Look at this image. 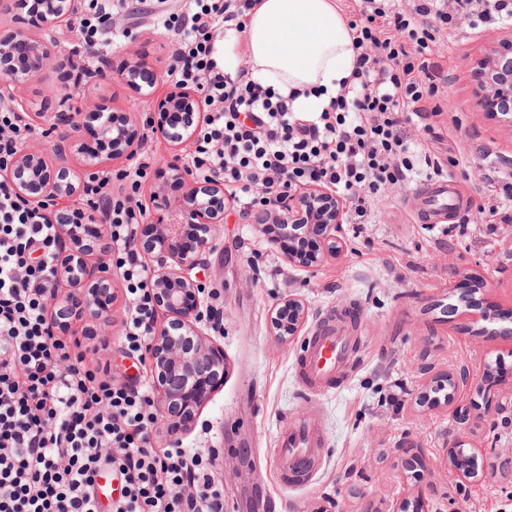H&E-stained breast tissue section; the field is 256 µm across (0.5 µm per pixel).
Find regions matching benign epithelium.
<instances>
[{
    "mask_svg": "<svg viewBox=\"0 0 512 512\" xmlns=\"http://www.w3.org/2000/svg\"><path fill=\"white\" fill-rule=\"evenodd\" d=\"M18 49L31 60L33 73L53 65L51 48L19 30L11 43L0 44V75L12 82L19 83L22 77L5 65L4 58ZM470 67L474 73L476 107L494 120L512 124V41L493 46ZM174 114L186 116L179 128L170 121ZM88 119L97 123L98 139L112 144L110 160L134 154L137 138L134 124L115 126L98 113L88 114ZM203 120L198 100L184 92L165 99L159 111L151 113L148 125L152 135L186 146L195 143ZM80 124L81 120L72 112H57L50 123L52 150L61 165L50 166L43 154L22 150L10 165L0 168V177L12 181L19 194L38 208L57 206L60 201L74 196L77 188L63 163L66 150L81 151L73 141V133ZM169 180L182 182L185 191L172 200L164 198L170 218L150 223L151 235L136 240V247L148 259L150 287L163 315L146 353L158 411L162 416H178L186 429L211 392L222 385L226 371L223 350L200 327L202 308L208 309L210 305L201 297L204 290L195 272L206 254L216 247V232L224 223L226 204L224 184L216 178L197 181L177 153L157 164L149 185L151 198L160 197ZM342 216L343 202L321 186L290 191L284 199L267 208L269 223L305 226L307 233L326 244V252L304 255L291 244L284 249L281 242L272 238L268 243L282 250L291 266H316L323 261L325 253H336V239L343 230ZM55 221L61 226L64 247L58 257L54 287L46 289L49 304L64 310L79 305L80 314L95 319L102 335L110 340L112 315L99 303V298L109 295L112 287L110 269L103 261L108 254L104 234L100 232L93 239L85 237L75 226L65 223L62 211L55 214ZM188 226L199 230L196 242L190 246L183 240ZM308 315L306 304L290 295L272 308L270 322L275 335L289 341L299 333ZM469 381L470 375L464 371L448 374L447 404H452L455 394ZM474 457L475 453L467 451L466 441L460 435L444 448V463L458 478V486L478 480Z\"/></svg>",
    "mask_w": 512,
    "mask_h": 512,
    "instance_id": "1",
    "label": "benign epithelium"
}]
</instances>
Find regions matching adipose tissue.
I'll return each mask as SVG.
<instances>
[{"label":"adipose tissue","instance_id":"ef3b65f1","mask_svg":"<svg viewBox=\"0 0 512 512\" xmlns=\"http://www.w3.org/2000/svg\"><path fill=\"white\" fill-rule=\"evenodd\" d=\"M244 37L254 78L294 95L297 111H322L352 75V31L337 0H255Z\"/></svg>","mask_w":512,"mask_h":512}]
</instances>
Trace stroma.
I'll list each match as a JSON object with an SVG mask.
<instances>
[{"mask_svg":"<svg viewBox=\"0 0 512 512\" xmlns=\"http://www.w3.org/2000/svg\"><path fill=\"white\" fill-rule=\"evenodd\" d=\"M176 5L132 0L133 36L113 37L105 75L78 88L60 72L31 75L17 92L24 111L144 121L175 92L165 70L179 37L155 26L153 16ZM19 30L63 56L77 43L68 22L35 26L18 10H1L0 41ZM510 39L512 21L494 19L461 24L433 47L432 61L448 76L443 111L405 127L408 142L427 145L432 162L372 197L368 223L344 224L336 256L289 266L262 227L245 223L242 204L226 209L218 246L198 278L222 312L224 328L210 337L224 350L228 374L189 431L172 434L168 420L148 429L159 451L177 438L187 448L220 449L213 471L224 487V512H318L330 502L333 512H393L419 494L429 512H512V387L486 374L512 349V223L491 213L512 208L499 183L512 174V126L476 110L468 68ZM136 63L156 75L153 85L138 90L119 79L122 66ZM436 176L456 185L463 206L443 223L425 224L418 211ZM125 288L121 269H113L110 342L86 317L71 318L62 337L78 344L88 365L109 363L115 381L147 383V362L126 357L122 345ZM291 294L309 316L285 342L270 329V309ZM329 316L349 326L354 363L335 388L313 394L301 385L299 363ZM459 370L469 371L472 385L452 406L420 405L422 394ZM459 410L469 412L467 425L457 423ZM308 417L320 419L324 439L314 471L294 483L282 477L274 448L287 425ZM462 432L477 447L482 478L461 489L441 458Z\"/></svg>","mask_w":512,"mask_h":512,"instance_id":"stroma-1","label":"stroma"}]
</instances>
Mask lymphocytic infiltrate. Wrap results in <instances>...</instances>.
Masks as SVG:
<instances>
[{
    "label": "lymphocytic infiltrate",
    "instance_id": "lymphocytic-infiltrate-1",
    "mask_svg": "<svg viewBox=\"0 0 512 512\" xmlns=\"http://www.w3.org/2000/svg\"><path fill=\"white\" fill-rule=\"evenodd\" d=\"M406 2L353 0L352 81L328 109L298 112L249 69L227 75L213 60L217 30L243 29L252 0H184L164 20L181 37L166 75L199 91L209 112L194 168L223 181L235 202L261 185L316 184L347 196L364 218L362 190L376 195L407 180L410 152L425 150L408 145L404 127L442 93V75L427 62L431 45L459 19L512 16V0ZM127 8V0H87L75 16L84 48L65 63L74 85L103 74L115 16ZM32 133L1 90L0 166ZM108 183L88 176L83 192L105 211L127 283L125 352L139 356L154 336L156 297L133 250L136 213L105 194ZM60 240L59 225L0 180V512H100L95 484L108 468L123 478L112 512H224V488L203 453L152 447L148 388L113 384L106 368H88L53 335L43 290Z\"/></svg>",
    "mask_w": 512,
    "mask_h": 512
}]
</instances>
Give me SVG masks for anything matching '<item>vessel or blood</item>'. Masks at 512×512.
Masks as SVG:
<instances>
[{"label": "vessel or blood", "mask_w": 512, "mask_h": 512, "mask_svg": "<svg viewBox=\"0 0 512 512\" xmlns=\"http://www.w3.org/2000/svg\"><path fill=\"white\" fill-rule=\"evenodd\" d=\"M429 195L433 201L430 213L434 216L446 215L458 204L455 188L445 179L430 182ZM351 343L345 327L327 323L317 330L300 363L308 392L317 393L336 383L349 364ZM320 446V426L308 420L285 428L276 443V457L284 473L294 480L314 466Z\"/></svg>", "instance_id": "vessel-or-blood-1"}]
</instances>
